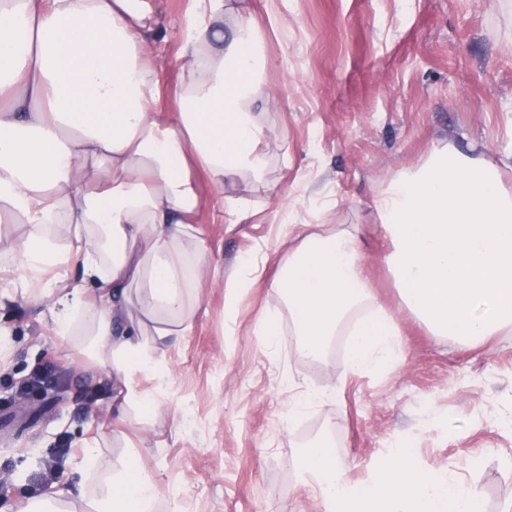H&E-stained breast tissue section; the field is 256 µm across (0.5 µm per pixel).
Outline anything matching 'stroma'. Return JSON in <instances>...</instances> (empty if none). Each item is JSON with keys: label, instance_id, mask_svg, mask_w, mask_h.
Masks as SVG:
<instances>
[{"label": "stroma", "instance_id": "obj_1", "mask_svg": "<svg viewBox=\"0 0 512 512\" xmlns=\"http://www.w3.org/2000/svg\"><path fill=\"white\" fill-rule=\"evenodd\" d=\"M148 2L174 85L188 0ZM240 13L256 18L265 44L269 94L254 109L274 133L263 180L224 179L248 219L213 224L206 206L200 218L219 265L260 252L265 272L236 296L204 290L193 331L164 349L173 374L159 407L148 425L128 419L125 445L112 438V380L78 337L60 335L37 300L0 301L10 331L0 348V512L54 492L80 512L72 468L89 454L87 492L132 454L155 475L161 512H323L300 466L318 440L353 483L412 444L420 468L476 482L487 512H504L512 428L498 420L512 408V335L475 346L431 336L398 296L373 199L433 143L487 158L512 149V0H224L225 22ZM277 210L298 224L361 226L365 273L403 332L390 366L349 373L341 333L318 361L298 356L288 333L271 346L257 335L259 316L288 322L272 287L288 238ZM59 387V403L35 413ZM328 387L334 398L313 399ZM302 395L310 402L292 418L288 405Z\"/></svg>", "mask_w": 512, "mask_h": 512}]
</instances>
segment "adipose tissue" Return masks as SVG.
I'll return each instance as SVG.
<instances>
[{"label":"adipose tissue","instance_id":"adipose-tissue-1","mask_svg":"<svg viewBox=\"0 0 512 512\" xmlns=\"http://www.w3.org/2000/svg\"><path fill=\"white\" fill-rule=\"evenodd\" d=\"M157 26L145 0H0V219L27 226L0 229V266L13 274L0 296L36 288L63 334L83 332L122 421L157 408L171 376L163 348L193 330L203 289L250 287L266 263L257 253L227 275L213 265L191 179L205 172L223 222L242 223L222 189L225 176L258 178L266 165L271 129L252 110L265 94L258 26L225 22L224 0H190L173 122L159 106ZM375 206L399 297L431 335L478 344L512 332V153L495 162L433 145ZM288 238L274 288L298 353L321 358L352 314L349 369L384 367L402 331L364 273L359 235L292 224ZM75 265L91 293L70 286ZM301 468L326 512H485L477 485L422 470L408 447L361 484L323 442L304 449ZM158 495L128 456L87 506L153 512Z\"/></svg>","mask_w":512,"mask_h":512}]
</instances>
